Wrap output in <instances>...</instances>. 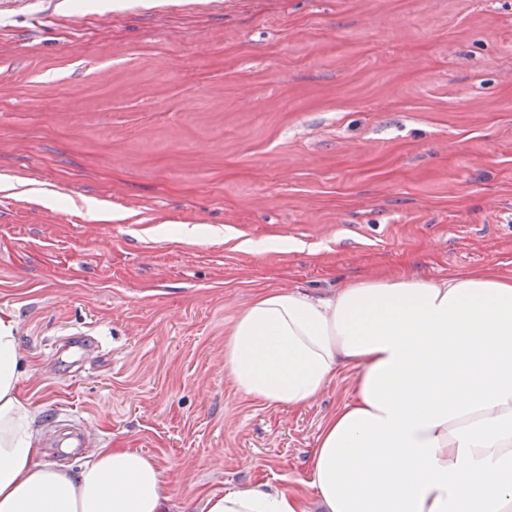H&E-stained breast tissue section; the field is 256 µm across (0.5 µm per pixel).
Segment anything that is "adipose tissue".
Wrapping results in <instances>:
<instances>
[{
    "mask_svg": "<svg viewBox=\"0 0 512 512\" xmlns=\"http://www.w3.org/2000/svg\"><path fill=\"white\" fill-rule=\"evenodd\" d=\"M224 368L267 405H308L349 369L354 393L322 425L309 479L214 492L206 512H512V275L497 267L260 293ZM23 373L0 314V512H167L140 451L100 448L76 472L42 462Z\"/></svg>",
    "mask_w": 512,
    "mask_h": 512,
    "instance_id": "obj_1",
    "label": "adipose tissue"
}]
</instances>
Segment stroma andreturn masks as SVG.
<instances>
[{
    "instance_id": "obj_1",
    "label": "stroma",
    "mask_w": 512,
    "mask_h": 512,
    "mask_svg": "<svg viewBox=\"0 0 512 512\" xmlns=\"http://www.w3.org/2000/svg\"><path fill=\"white\" fill-rule=\"evenodd\" d=\"M0 180L44 462L141 450L170 512L296 485L354 374L267 406L226 334L262 291L512 273V0H0Z\"/></svg>"
}]
</instances>
